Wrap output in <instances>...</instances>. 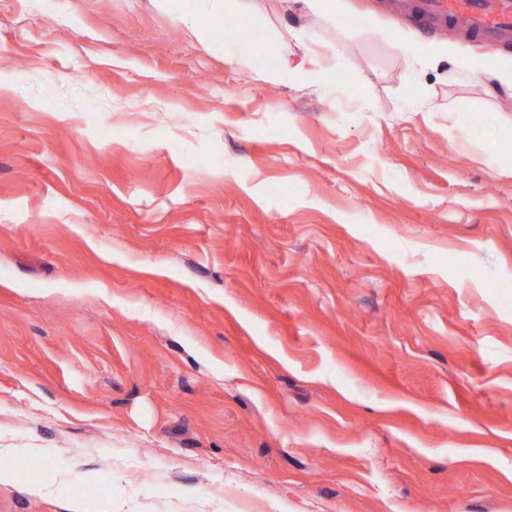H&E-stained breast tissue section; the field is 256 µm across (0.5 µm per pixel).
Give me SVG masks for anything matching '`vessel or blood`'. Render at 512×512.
Segmentation results:
<instances>
[{
  "label": "vessel or blood",
  "mask_w": 512,
  "mask_h": 512,
  "mask_svg": "<svg viewBox=\"0 0 512 512\" xmlns=\"http://www.w3.org/2000/svg\"><path fill=\"white\" fill-rule=\"evenodd\" d=\"M412 8L428 25L463 20L479 39L512 41V0H414Z\"/></svg>",
  "instance_id": "b4317fda"
}]
</instances>
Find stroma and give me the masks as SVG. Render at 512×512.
<instances>
[{
    "mask_svg": "<svg viewBox=\"0 0 512 512\" xmlns=\"http://www.w3.org/2000/svg\"><path fill=\"white\" fill-rule=\"evenodd\" d=\"M338 2L0 0V512H512V45ZM324 74V60L317 51H308L298 58L285 56L281 60L280 69L267 75L269 80H279L289 73ZM480 71L489 81H495L505 91L512 94V58L505 57L493 68L480 67Z\"/></svg>",
    "mask_w": 512,
    "mask_h": 512,
    "instance_id": "1",
    "label": "stroma"
}]
</instances>
